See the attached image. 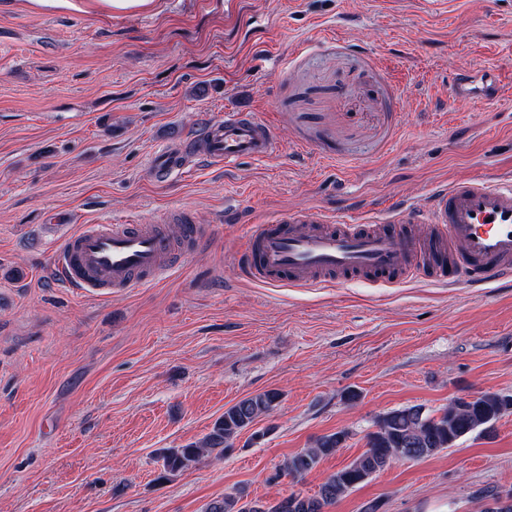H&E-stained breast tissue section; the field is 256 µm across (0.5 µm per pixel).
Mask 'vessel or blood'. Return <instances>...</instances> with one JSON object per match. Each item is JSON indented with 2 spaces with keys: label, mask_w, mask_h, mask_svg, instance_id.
<instances>
[{
  "label": "vessel or blood",
  "mask_w": 512,
  "mask_h": 512,
  "mask_svg": "<svg viewBox=\"0 0 512 512\" xmlns=\"http://www.w3.org/2000/svg\"><path fill=\"white\" fill-rule=\"evenodd\" d=\"M496 74H462L453 95L490 103ZM203 154L218 164L263 160L278 150L272 129L248 111L225 113L202 136ZM192 154L178 144L160 153L154 177L188 166ZM195 226L179 237L148 224H89L53 253L50 270L64 286L83 292L121 294L155 280L173 267L177 242L197 241ZM248 278L314 286L366 279L395 284L426 278L468 288L512 280V174L468 178L433 190L426 207L403 202L381 220L369 212L340 221L311 210L251 225L240 255Z\"/></svg>",
  "instance_id": "obj_1"
}]
</instances>
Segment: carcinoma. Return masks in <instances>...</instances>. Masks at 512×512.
Instances as JSON below:
<instances>
[{
  "instance_id": "obj_1",
  "label": "carcinoma",
  "mask_w": 512,
  "mask_h": 512,
  "mask_svg": "<svg viewBox=\"0 0 512 512\" xmlns=\"http://www.w3.org/2000/svg\"><path fill=\"white\" fill-rule=\"evenodd\" d=\"M280 398L275 389L265 390L238 401L215 420L202 440L182 448H165L160 453L165 472L175 473L233 447L234 439L250 428L257 418L269 413ZM512 411V395L484 393L457 397L431 414L420 405L391 410L376 421V430L366 435V450L349 464L327 477L313 496L291 494L275 503L246 502L226 496L210 503L206 512H325V508L367 482L396 460H422L432 457L473 434L490 432L494 424ZM348 438L342 429L320 437L288 459V473L302 476L322 459L336 454Z\"/></svg>"
}]
</instances>
